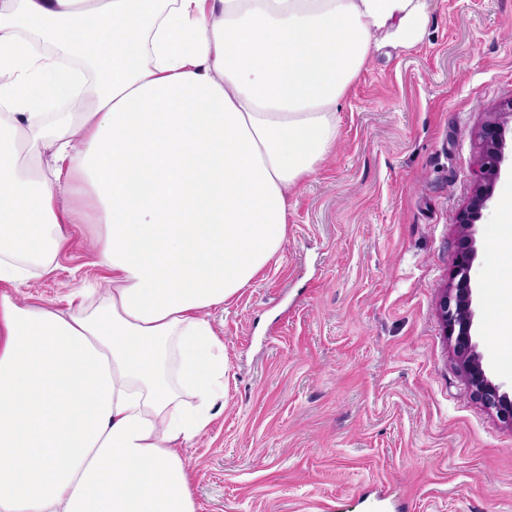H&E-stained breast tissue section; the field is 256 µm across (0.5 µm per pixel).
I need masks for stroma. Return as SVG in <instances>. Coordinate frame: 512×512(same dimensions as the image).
I'll return each instance as SVG.
<instances>
[{
  "label": "stroma",
  "instance_id": "obj_1",
  "mask_svg": "<svg viewBox=\"0 0 512 512\" xmlns=\"http://www.w3.org/2000/svg\"><path fill=\"white\" fill-rule=\"evenodd\" d=\"M412 48L375 53L339 103L336 144L288 192L278 258L207 317L224 402L185 445L198 512H512V428L459 375L436 303L475 180V136L512 98V0H427ZM95 224L19 300L106 287ZM475 330L492 378L512 351Z\"/></svg>",
  "mask_w": 512,
  "mask_h": 512
}]
</instances>
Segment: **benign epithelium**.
<instances>
[{"label":"benign epithelium","instance_id":"obj_1","mask_svg":"<svg viewBox=\"0 0 512 512\" xmlns=\"http://www.w3.org/2000/svg\"><path fill=\"white\" fill-rule=\"evenodd\" d=\"M512 123V100L490 113L479 131L477 190L457 217L459 227L455 264L448 282L440 289L437 309L444 336L457 357L464 379L474 398L512 429V388L493 380L482 363L475 341L474 298L471 270L477 255L475 223L481 218L493 194L506 160L505 131Z\"/></svg>","mask_w":512,"mask_h":512}]
</instances>
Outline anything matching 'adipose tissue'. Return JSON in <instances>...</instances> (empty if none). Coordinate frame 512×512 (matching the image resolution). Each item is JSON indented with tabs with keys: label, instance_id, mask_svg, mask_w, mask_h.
I'll return each mask as SVG.
<instances>
[{
	"label": "adipose tissue",
	"instance_id": "1",
	"mask_svg": "<svg viewBox=\"0 0 512 512\" xmlns=\"http://www.w3.org/2000/svg\"><path fill=\"white\" fill-rule=\"evenodd\" d=\"M427 22V0H0V281L53 271L75 224L101 225L111 274L68 310L0 291V512H196L178 449L224 400L204 312L280 251L372 52ZM80 75L83 110L45 125ZM496 224L497 292L512 184Z\"/></svg>",
	"mask_w": 512,
	"mask_h": 512
}]
</instances>
